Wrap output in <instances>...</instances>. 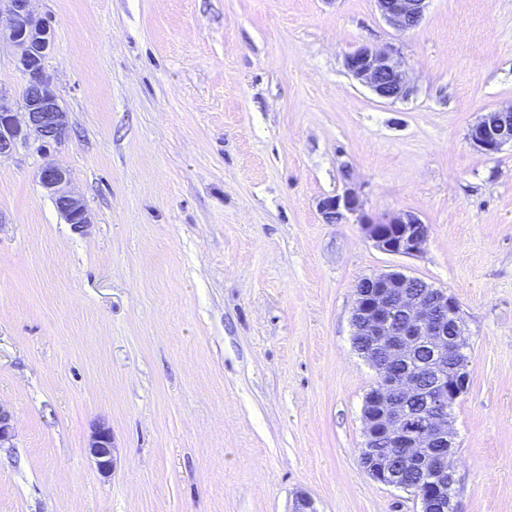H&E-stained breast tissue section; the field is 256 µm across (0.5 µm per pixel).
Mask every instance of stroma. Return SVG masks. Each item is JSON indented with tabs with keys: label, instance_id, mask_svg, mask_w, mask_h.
I'll return each instance as SVG.
<instances>
[{
	"label": "stroma",
	"instance_id": "1",
	"mask_svg": "<svg viewBox=\"0 0 512 512\" xmlns=\"http://www.w3.org/2000/svg\"><path fill=\"white\" fill-rule=\"evenodd\" d=\"M70 131L0 159V512H421L362 467L376 372L355 286L448 290L470 343L452 410L457 512H512V147L469 128L512 105V0H427L401 32L375 0H33ZM383 49L385 101L345 56ZM69 170L91 224L39 183ZM430 228L389 254L356 217ZM112 430L102 477L84 447ZM344 63L350 75L378 98L395 101L407 97L406 72L387 51L361 46L348 53ZM318 210L329 224L339 223L347 215H358L366 236L389 254L415 256L425 248L429 230L421 218L410 211H396L374 220L363 214V202L353 189L322 198Z\"/></svg>",
	"mask_w": 512,
	"mask_h": 512
}]
</instances>
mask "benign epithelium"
Segmentation results:
<instances>
[{"mask_svg":"<svg viewBox=\"0 0 512 512\" xmlns=\"http://www.w3.org/2000/svg\"><path fill=\"white\" fill-rule=\"evenodd\" d=\"M32 0H0V18L8 20L7 38L18 49L17 68L23 76V119H18L10 97L0 90V158L10 156L19 141H33L45 150L59 145L69 135V115L61 106L45 60L55 49L50 25L36 16ZM381 16L392 26L407 31L420 23L427 0H375ZM350 75L367 86L378 98L407 97L406 72L387 51L361 46L345 56ZM467 140L481 153L492 156L512 146V106L484 114L468 131ZM43 190L53 199L67 223L79 230L91 223L84 202L70 189L69 172L55 164L45 165L39 174ZM318 210L329 224L349 215L359 217L366 236L379 249L395 255L415 256L425 248L429 230L410 211H396L374 220L363 214V202L351 188L328 196ZM412 277L377 273L360 279L352 316L354 335L364 338L362 351L377 374V382L363 408L364 436L373 455L370 475L388 486H397L391 456L376 447L378 440L397 449L423 474L417 498L423 508L448 510V487L455 481L450 465L455 433L450 427L448 406L466 390L468 379L462 370L452 381L439 376L427 390L423 412L410 409L409 402L421 392L415 373H396L390 364L411 350L422 337L429 338L435 354L446 357L451 343L464 338L460 308L448 290L426 283L419 293L408 291ZM453 333H448V319ZM86 452L98 472L108 477L113 468L112 431L97 425L89 437Z\"/></svg>","mask_w":512,"mask_h":512,"instance_id":"obj_1","label":"benign epithelium"}]
</instances>
